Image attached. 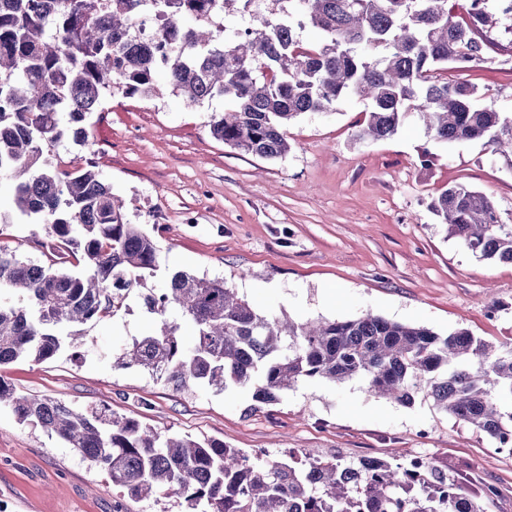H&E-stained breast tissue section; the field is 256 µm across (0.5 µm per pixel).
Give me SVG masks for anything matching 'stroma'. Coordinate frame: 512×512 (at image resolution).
I'll return each instance as SVG.
<instances>
[{
    "label": "stroma",
    "mask_w": 512,
    "mask_h": 512,
    "mask_svg": "<svg viewBox=\"0 0 512 512\" xmlns=\"http://www.w3.org/2000/svg\"><path fill=\"white\" fill-rule=\"evenodd\" d=\"M487 59L463 79L512 116V37L492 32ZM223 99L190 106L179 97H116L93 113L87 146L64 141L62 165L92 160L122 198L131 223L157 243L161 288L174 270L219 278L266 315L296 322L373 313L440 335L465 329L512 345V263L482 260L449 237L429 208L462 183L491 196L512 224V152L481 141L442 144L417 114L397 133L361 141L368 103L310 112L288 128L291 149L267 160L210 133ZM46 228L16 218L0 195V244L37 263L51 252L30 243ZM139 301L83 325L79 350L62 346L49 361L0 367L17 392L84 409L109 408L165 434L265 449L271 459L300 450L350 461L422 454L449 472L468 470L493 485L490 512H512V454L455 421L428 399L402 406L369 393L360 380L301 383L250 413L244 390L176 392L146 370L118 363L122 346L151 333ZM185 512L175 496L134 501L107 474L40 425L0 407V512Z\"/></svg>",
    "instance_id": "35a3bbf8"
}]
</instances>
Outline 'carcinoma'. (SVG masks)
<instances>
[{
    "label": "carcinoma",
    "instance_id": "1",
    "mask_svg": "<svg viewBox=\"0 0 512 512\" xmlns=\"http://www.w3.org/2000/svg\"><path fill=\"white\" fill-rule=\"evenodd\" d=\"M241 0H0V182L20 217L37 216L55 241L80 254L84 272L36 264L0 245V366L36 363L61 348L68 328L115 315L140 298L158 328L132 339L118 361L146 370L176 391L194 386L252 392L248 411L277 403L303 381L362 379L400 405L418 394L451 418L512 450V349L458 330L441 336L367 314L296 324L271 319L222 279L180 270L164 288H146L157 271V244L127 219L122 200L92 161L53 162L70 137L89 142L87 120L112 96L151 100L166 91L191 106L224 99L210 132L268 160L290 151L287 128L308 112L350 96L370 101L360 140L396 134L408 113L444 144L483 141L512 149V117L477 88L444 73L485 60L503 15L451 0H268L258 28L221 37L220 20ZM164 20L148 31L142 8ZM320 41L304 46L297 29ZM430 209L448 235L482 260L512 262V225L491 197L464 184ZM177 310L190 335L168 321ZM35 422L105 470L132 499L177 496L192 512H489L493 486L471 488L435 462L387 459L357 464L290 452L250 456L224 442L163 436L106 409H77L20 394L0 378V405Z\"/></svg>",
    "mask_w": 512,
    "mask_h": 512
}]
</instances>
